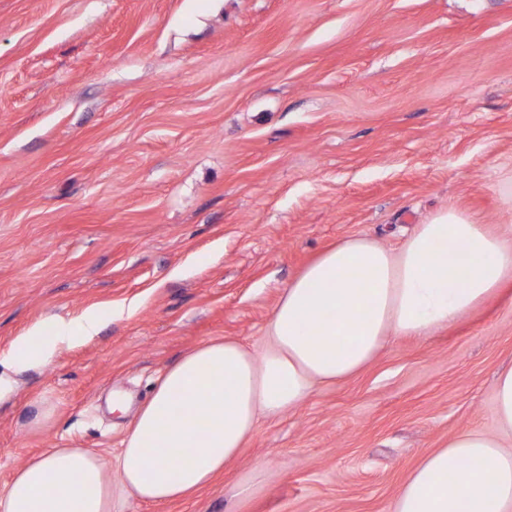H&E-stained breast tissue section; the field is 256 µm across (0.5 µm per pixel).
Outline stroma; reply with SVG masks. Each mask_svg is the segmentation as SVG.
<instances>
[{"instance_id":"obj_1","label":"stroma","mask_w":512,"mask_h":512,"mask_svg":"<svg viewBox=\"0 0 512 512\" xmlns=\"http://www.w3.org/2000/svg\"><path fill=\"white\" fill-rule=\"evenodd\" d=\"M512 0H0V356L96 307L13 376L0 486L49 448L116 461L161 377L253 352L289 282L432 212L512 225ZM512 287L260 419L192 496L124 512H393L410 471L497 433ZM101 318L102 314L99 311L90 310L77 319L61 321L57 326L56 336L48 341H34L38 329H34L28 335L16 337L10 342L5 358L6 367L16 371L50 363L60 344L70 343L79 337H91L97 330ZM76 334L82 336H75Z\"/></svg>"}]
</instances>
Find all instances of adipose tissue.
<instances>
[{"instance_id":"adipose-tissue-1","label":"adipose tissue","mask_w":512,"mask_h":512,"mask_svg":"<svg viewBox=\"0 0 512 512\" xmlns=\"http://www.w3.org/2000/svg\"><path fill=\"white\" fill-rule=\"evenodd\" d=\"M512 284V238L464 212L440 210L389 249L366 235L341 239L286 288L261 353L219 340L184 355L137 413L117 465L81 448H52L0 488V512H114V492L166 503L209 484L253 434L259 417L301 404L317 382L363 369L390 336L424 337ZM102 315L60 322L48 341L10 343L13 371L51 362L60 344L91 336ZM394 512H512V451L482 430L457 433L424 455Z\"/></svg>"}]
</instances>
